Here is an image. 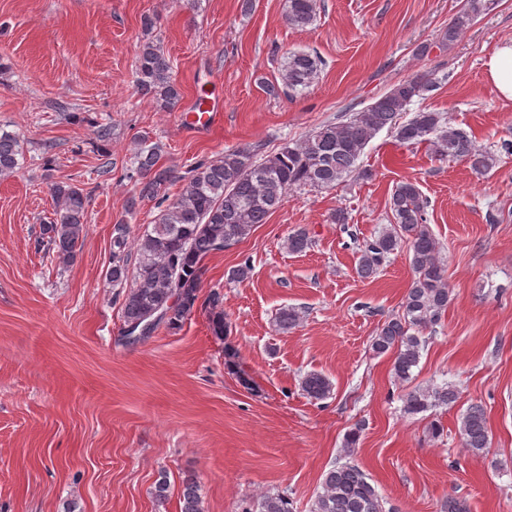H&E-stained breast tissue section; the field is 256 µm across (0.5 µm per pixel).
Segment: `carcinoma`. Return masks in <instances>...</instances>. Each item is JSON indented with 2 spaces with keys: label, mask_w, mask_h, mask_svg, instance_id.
<instances>
[{
  "label": "carcinoma",
  "mask_w": 512,
  "mask_h": 512,
  "mask_svg": "<svg viewBox=\"0 0 512 512\" xmlns=\"http://www.w3.org/2000/svg\"><path fill=\"white\" fill-rule=\"evenodd\" d=\"M491 6V0H466L465 7L448 22L441 34V46L456 42L467 27ZM320 0H287L288 25L303 29L316 19ZM155 20L144 17L145 39L139 46L135 66V85L140 95L151 98L165 112L174 110L181 90L171 75L170 61L160 43L150 37ZM323 61L315 52H290L280 68L281 86L277 94L310 87L319 77ZM432 87L430 74L420 73L395 84L373 103L347 112L340 120L319 126L303 140L285 143L267 154L263 145L233 148L213 160L197 162L184 177L181 193L160 211L155 224L133 242L128 225L119 221L112 231V267L107 279L114 287H124L122 317L126 326H141L153 321V330L181 328L200 303L204 261L211 255L239 243L259 224L267 222L288 192L306 187L330 189L348 177H362L358 160L368 143L387 129L402 143H427L434 154L445 160L464 159L473 170L491 167L494 156L478 149L468 134L451 125L442 112L418 111L401 123L399 116L413 99ZM161 147L142 139L135 155L134 174L140 185L139 197L155 198L173 171L159 165ZM18 138L0 134V178L12 175L19 166ZM55 202L54 218L43 225L42 235L56 249L62 263L71 262L86 236L90 195L77 185L58 181L50 186ZM390 210L394 224L377 237L367 240L357 252V273L363 278L377 274L389 255L407 244L411 252L413 280L402 303V313L387 319L371 340L377 355L394 353V375L411 378L418 366L425 341L417 331L441 321L448 308L449 288L441 245L426 224L427 201L416 183H397L391 193ZM311 244L306 230L288 234L284 247L302 253ZM136 251L134 269H129L131 251ZM204 307L209 310L213 335L222 340L228 332L224 320L223 296L213 291ZM301 320L294 307L281 309L280 329L286 331ZM302 390L312 399L323 400L333 391L328 377L308 373ZM458 399V391L448 385L418 389L404 399V411L418 414ZM360 429L352 430L344 445L348 460L336 463L321 482L312 512H385L382 498L368 474L352 459ZM459 434L473 454L490 445L485 409L477 404L462 414ZM180 512H205L197 481L182 482ZM249 512H293V502L285 494L264 493Z\"/></svg>",
  "instance_id": "1"
}]
</instances>
